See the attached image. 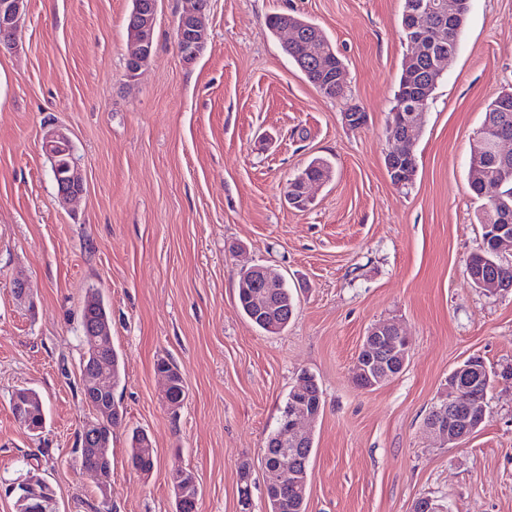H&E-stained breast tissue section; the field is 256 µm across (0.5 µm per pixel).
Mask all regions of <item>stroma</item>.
I'll return each mask as SVG.
<instances>
[{
  "mask_svg": "<svg viewBox=\"0 0 512 512\" xmlns=\"http://www.w3.org/2000/svg\"><path fill=\"white\" fill-rule=\"evenodd\" d=\"M402 0H208L207 40L184 63L183 0H158L154 51L126 70L131 0H27L17 41L0 51V512L39 461L55 512H176L174 469H190L197 512H240L249 465L253 512H266L262 449L301 373L324 407L310 425L307 512H512V289L471 284L482 202L469 186L471 144L488 104L512 87V0H471L457 54L421 116L413 182L395 186L388 114L410 48ZM288 13L341 52L345 93L321 94L266 27ZM360 107L354 128L345 112ZM71 138L85 180L57 199L45 132ZM314 157L332 178L299 210L286 187ZM264 265L295 299L266 334L237 304L238 272ZM27 285L26 300L13 293ZM99 292L124 362L114 396L112 493L101 505L77 462L91 415L81 399V312ZM398 323L402 372L373 390L352 379L369 329ZM481 357L494 378L486 418L440 444L425 426L448 375ZM180 369L178 417L160 400L157 358ZM21 388L43 401L44 429L14 419ZM157 463H129L133 431Z\"/></svg>",
  "mask_w": 512,
  "mask_h": 512,
  "instance_id": "35a3bbf8",
  "label": "stroma"
}]
</instances>
